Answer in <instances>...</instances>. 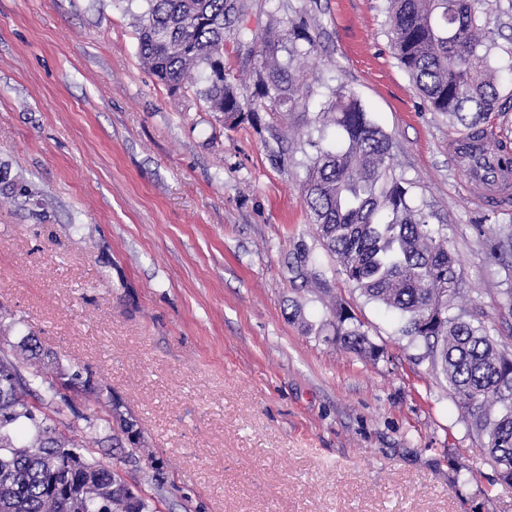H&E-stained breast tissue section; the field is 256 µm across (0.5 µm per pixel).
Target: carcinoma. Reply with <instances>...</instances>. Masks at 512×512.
Instances as JSON below:
<instances>
[{
  "label": "carcinoma",
  "instance_id": "1",
  "mask_svg": "<svg viewBox=\"0 0 512 512\" xmlns=\"http://www.w3.org/2000/svg\"><path fill=\"white\" fill-rule=\"evenodd\" d=\"M136 29L139 56L156 80L177 94L191 70L199 74L196 95L208 111L233 129L256 112L241 95L237 78L224 68L226 25L244 11L240 0H144ZM483 0H389L388 37L394 55L435 112L471 137L500 91L491 66L490 21ZM280 39L292 57L310 55L315 39L306 23L290 25ZM266 110L298 101L300 76L281 64L272 40L260 39L254 66ZM318 123L338 129L341 144H315L305 166L302 195L311 224L340 272L361 295L404 320L403 335L423 342L458 409L481 440L479 452L512 484V353L485 328L453 314L462 275L448 240L429 227L411 202L408 183L393 167V141L371 121L355 94L332 92ZM336 340L354 353L379 358L368 331L344 307H335ZM0 349V512H159L157 500L131 485L128 468L140 467L144 435L122 405L100 418L111 432L112 462L94 457L89 443L77 444L57 425L74 399L95 392L86 369L64 366L31 335ZM81 456L91 482L67 467L68 452ZM158 492L168 481L162 461L147 458Z\"/></svg>",
  "mask_w": 512,
  "mask_h": 512
}]
</instances>
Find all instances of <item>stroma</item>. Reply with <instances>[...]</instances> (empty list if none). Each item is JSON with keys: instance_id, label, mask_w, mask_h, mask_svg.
<instances>
[{"instance_id": "1", "label": "stroma", "mask_w": 512, "mask_h": 512, "mask_svg": "<svg viewBox=\"0 0 512 512\" xmlns=\"http://www.w3.org/2000/svg\"><path fill=\"white\" fill-rule=\"evenodd\" d=\"M257 32L307 22L303 97L224 128L143 65V0H0V312L10 340L88 369L170 478L160 512H512L446 381L399 318L360 295L300 184L337 86L393 140L397 175L448 239L458 302L512 351V205L471 201L458 126L416 93L386 0H245ZM503 86L485 126L512 142V0H486ZM45 210L11 197L15 180ZM342 303L381 349L335 342ZM301 318H293V311Z\"/></svg>"}]
</instances>
